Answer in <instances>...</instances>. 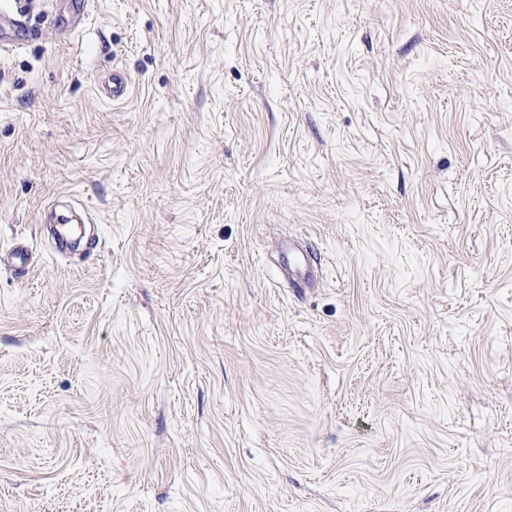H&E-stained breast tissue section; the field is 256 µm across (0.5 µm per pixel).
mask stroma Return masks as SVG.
I'll list each match as a JSON object with an SVG mask.
<instances>
[{
    "label": "stroma",
    "instance_id": "35a3bbf8",
    "mask_svg": "<svg viewBox=\"0 0 512 512\" xmlns=\"http://www.w3.org/2000/svg\"><path fill=\"white\" fill-rule=\"evenodd\" d=\"M56 9L0 51V512H512V0ZM293 246L298 253L289 251V255L294 258V262L289 265H293L300 272V277L299 279L291 280L288 276V281L292 284L294 291L299 293L302 289L300 285L301 276L304 275V272L307 269V283L310 284L316 276L317 265L313 260L312 251L307 246L299 242H295Z\"/></svg>",
    "mask_w": 512,
    "mask_h": 512
}]
</instances>
